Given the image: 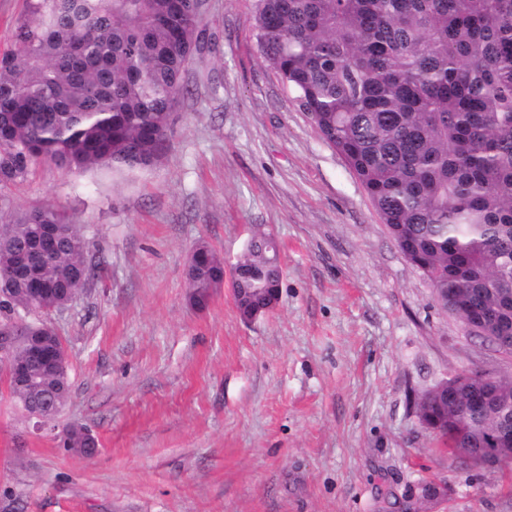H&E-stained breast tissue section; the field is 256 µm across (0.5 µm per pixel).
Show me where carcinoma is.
I'll use <instances>...</instances> for the list:
<instances>
[{
  "instance_id": "obj_1",
  "label": "carcinoma",
  "mask_w": 512,
  "mask_h": 512,
  "mask_svg": "<svg viewBox=\"0 0 512 512\" xmlns=\"http://www.w3.org/2000/svg\"><path fill=\"white\" fill-rule=\"evenodd\" d=\"M199 0H26L0 55V184L53 164L66 173L147 166L159 157L204 49ZM264 60L358 178L404 257L442 309H492V335L512 336V0H256ZM187 271L203 307L224 259L208 244ZM76 225L53 205L0 210V290L16 308L46 288L41 309L77 292L93 268ZM252 305L280 282L278 249L259 233L237 261ZM30 407L67 399L69 369L35 368ZM479 380L418 398L420 423L448 455L478 465L479 448L512 426V375L490 398ZM91 455L84 426L57 433ZM471 448L464 457L457 448Z\"/></svg>"
}]
</instances>
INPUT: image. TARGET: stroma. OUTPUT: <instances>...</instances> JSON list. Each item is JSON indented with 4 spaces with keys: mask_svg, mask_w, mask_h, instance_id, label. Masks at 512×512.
<instances>
[{
    "mask_svg": "<svg viewBox=\"0 0 512 512\" xmlns=\"http://www.w3.org/2000/svg\"><path fill=\"white\" fill-rule=\"evenodd\" d=\"M255 0H206L208 47L162 155L141 168L52 165L0 189L51 204L94 278L50 324L70 361L60 448L0 387V512H512V466L464 465L414 400L512 360L468 335L403 256L362 185L261 58ZM276 237L281 290L243 319L230 288L189 300L199 242L232 267ZM447 496L423 501L427 483ZM64 448L83 455H91L97 448V439L93 433L84 426L69 424L62 427L57 433ZM96 446V447H95Z\"/></svg>",
    "mask_w": 512,
    "mask_h": 512,
    "instance_id": "obj_1",
    "label": "stroma"
}]
</instances>
